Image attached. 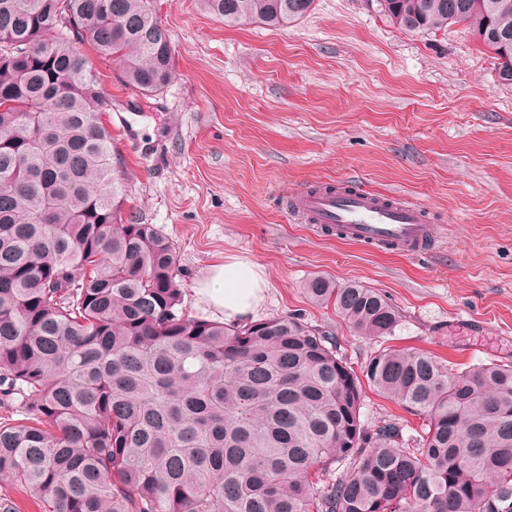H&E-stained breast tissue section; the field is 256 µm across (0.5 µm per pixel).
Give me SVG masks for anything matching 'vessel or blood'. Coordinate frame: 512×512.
Segmentation results:
<instances>
[{
    "label": "vessel or blood",
    "instance_id": "1",
    "mask_svg": "<svg viewBox=\"0 0 512 512\" xmlns=\"http://www.w3.org/2000/svg\"><path fill=\"white\" fill-rule=\"evenodd\" d=\"M291 208L301 221L339 240L383 247L405 256L424 253L436 234L423 209L389 203L366 190L321 187L296 196Z\"/></svg>",
    "mask_w": 512,
    "mask_h": 512
}]
</instances>
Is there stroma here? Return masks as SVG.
I'll return each mask as SVG.
<instances>
[{"label":"stroma","instance_id":"obj_1","mask_svg":"<svg viewBox=\"0 0 512 512\" xmlns=\"http://www.w3.org/2000/svg\"><path fill=\"white\" fill-rule=\"evenodd\" d=\"M176 76L144 97L91 56L109 95L124 212L174 245L193 317L224 315L196 293L226 256L266 274L255 316L300 315L361 369L378 339L307 298L313 274L379 289L402 325L390 345L464 369L512 364V84L472 32L399 30L367 0H314L282 28H228L199 0H153ZM426 208L438 238L408 257L333 239L284 201L321 184Z\"/></svg>","mask_w":512,"mask_h":512}]
</instances>
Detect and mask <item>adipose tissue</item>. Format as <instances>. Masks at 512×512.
<instances>
[{
	"mask_svg": "<svg viewBox=\"0 0 512 512\" xmlns=\"http://www.w3.org/2000/svg\"><path fill=\"white\" fill-rule=\"evenodd\" d=\"M262 268L247 259L228 257L212 265L197 283L198 295L224 314L227 322L244 320L264 300Z\"/></svg>",
	"mask_w": 512,
	"mask_h": 512,
	"instance_id": "ef3b65f1",
	"label": "adipose tissue"
}]
</instances>
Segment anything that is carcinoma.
<instances>
[{
  "label": "carcinoma",
  "instance_id": "carcinoma-1",
  "mask_svg": "<svg viewBox=\"0 0 512 512\" xmlns=\"http://www.w3.org/2000/svg\"><path fill=\"white\" fill-rule=\"evenodd\" d=\"M284 27L314 0H200ZM409 33L465 25L512 84V0H375ZM0 476L42 512H512V366L385 347L361 373L299 315L190 316L173 244L124 220L109 99L80 46L143 95L175 72L151 0H0ZM308 298L395 335L390 299ZM369 386L424 418L362 420Z\"/></svg>",
  "mask_w": 512,
  "mask_h": 512
}]
</instances>
